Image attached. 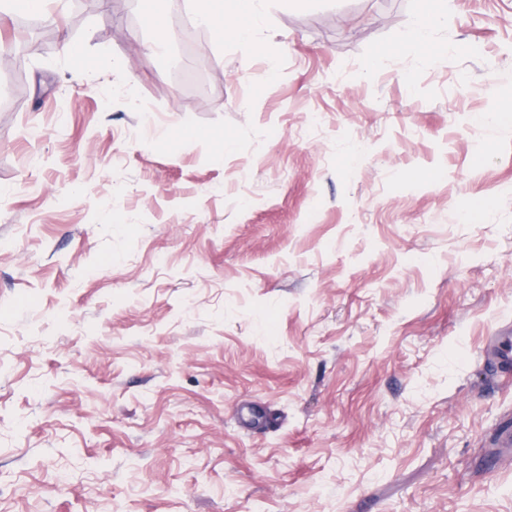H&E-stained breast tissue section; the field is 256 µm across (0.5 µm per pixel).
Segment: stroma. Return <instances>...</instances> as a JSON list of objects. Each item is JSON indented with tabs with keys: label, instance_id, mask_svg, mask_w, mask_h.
I'll use <instances>...</instances> for the list:
<instances>
[{
	"label": "stroma",
	"instance_id": "35a3bbf8",
	"mask_svg": "<svg viewBox=\"0 0 512 512\" xmlns=\"http://www.w3.org/2000/svg\"><path fill=\"white\" fill-rule=\"evenodd\" d=\"M123 4L0 61V512H512V0ZM222 2L218 0H193V11L198 23L204 27H214L220 15ZM231 11L235 21L225 29L217 30V39L223 45L224 34L243 48H251L255 42V30L262 24L263 15L258 11L256 0H230ZM422 14L415 27L408 33L406 41L416 48L424 49L429 44L430 32L442 23H447V10L440 8V2L426 0ZM56 53L64 60H82L85 67L81 70H72L71 74L74 80H81L86 75L100 68L101 63L95 58L86 54L85 46L82 42L75 40L69 35L62 37L56 46Z\"/></svg>",
	"mask_w": 512,
	"mask_h": 512
}]
</instances>
